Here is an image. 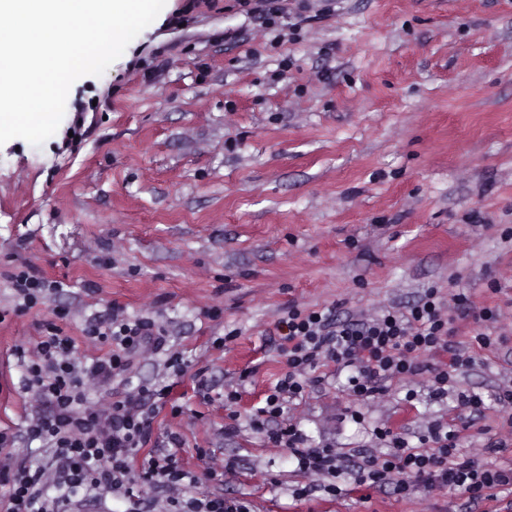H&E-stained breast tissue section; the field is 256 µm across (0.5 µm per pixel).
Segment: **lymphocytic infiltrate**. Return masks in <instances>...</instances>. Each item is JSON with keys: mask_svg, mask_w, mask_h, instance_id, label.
<instances>
[{"mask_svg": "<svg viewBox=\"0 0 512 512\" xmlns=\"http://www.w3.org/2000/svg\"><path fill=\"white\" fill-rule=\"evenodd\" d=\"M60 286V281L39 277L29 268L11 277L21 312ZM56 316V322L42 325L33 352L17 355L26 368L24 387L38 410L18 434L0 432L1 447L40 442L50 454L51 468H32L19 456L0 468L6 512H61L72 498L90 504L108 493L130 501L133 512H138L141 502L133 493L138 479L169 489L164 512H252L247 501L199 491L198 476L179 463L177 436H170L169 447L141 458L140 467H132L151 439L153 420L167 403L169 385H138L106 407L92 405L87 398V383L129 380L135 357L149 350L166 352L168 367L182 368L181 352L166 349V329L152 318L128 317L113 309L108 319L86 329L90 339L110 343V352L81 366L72 358L71 338L58 325L67 313L60 310ZM458 320L471 324L481 348L497 350L501 339L491 332L497 312L474 308L460 293L446 301L437 288L425 290L409 306L342 319L331 309L289 305L276 324L288 370L271 384L264 406L250 415L249 426L273 447L286 449L297 471L308 476V484L294 489L296 499L317 491L339 496L345 482L379 490L388 487L399 496L446 486L474 505L512 496V467L478 464L462 452L459 430L449 423L430 422L414 446L387 424L375 425L372 438L387 447L380 454L369 448L344 452L328 445L311 446L299 424L285 415L288 405L324 384L317 370L329 364L347 371L349 390L364 403L387 394L394 381L420 376L426 377L432 397H446L458 371L473 362L468 347L454 338L453 324Z\"/></svg>", "mask_w": 512, "mask_h": 512, "instance_id": "1", "label": "lymphocytic infiltrate"}]
</instances>
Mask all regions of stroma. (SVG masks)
Listing matches in <instances>:
<instances>
[{
	"mask_svg": "<svg viewBox=\"0 0 512 512\" xmlns=\"http://www.w3.org/2000/svg\"><path fill=\"white\" fill-rule=\"evenodd\" d=\"M297 4L267 27L236 0H166L102 75L74 82L52 137L0 145V431L31 417L14 352L34 349L53 308L68 310L59 326L88 364L111 346L86 327L119 306L155 319L184 355L177 373L141 354L132 381L170 385L151 443L179 434L202 491L254 512H494L446 489L297 500L286 450L247 419L287 370L275 324L291 304L373 314L430 287L466 294L499 311L503 345L477 348L459 323L476 358L461 386L487 395L512 378V0H337L308 21ZM24 264L64 286L20 314L9 277ZM455 405L423 377L365 404L335 380L290 414L344 449L377 424L452 419L481 464L512 465L505 409L486 412L507 442L493 450ZM211 468L222 481L206 480Z\"/></svg>",
	"mask_w": 512,
	"mask_h": 512,
	"instance_id": "obj_1",
	"label": "stroma"
}]
</instances>
